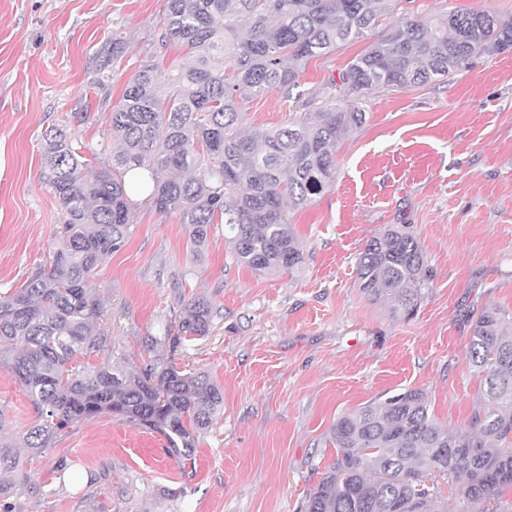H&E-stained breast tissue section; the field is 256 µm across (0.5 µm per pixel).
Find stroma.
I'll return each instance as SVG.
<instances>
[{
	"mask_svg": "<svg viewBox=\"0 0 512 512\" xmlns=\"http://www.w3.org/2000/svg\"><path fill=\"white\" fill-rule=\"evenodd\" d=\"M512 0H401L365 38L311 59L302 89L324 85L404 15ZM167 0H0V295L49 260L61 222L40 178L43 135L64 127L92 165L112 149L113 105L157 42ZM128 49L96 83L97 53ZM365 123L336 154L335 185L292 218L299 271L276 277L236 263L223 232L195 253L173 215L144 200L125 245L93 272L111 355L84 358L137 372L159 357L205 372L224 408L202 432L192 464L164 436L115 416L70 424L24 458L13 512H300L332 465L331 426L345 412L422 389L436 418L466 426L485 390L467 365L469 317L486 305L512 314V51L407 90L379 88ZM280 91L249 100L251 127L295 113ZM410 225L430 280L414 315L394 316L358 287L356 258L384 225ZM218 311L207 336L159 347L194 298ZM0 410L14 435L35 424L23 388L0 370Z\"/></svg>",
	"mask_w": 512,
	"mask_h": 512,
	"instance_id": "35a3bbf8",
	"label": "stroma"
}]
</instances>
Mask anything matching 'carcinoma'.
I'll return each instance as SVG.
<instances>
[{
	"instance_id": "1",
	"label": "carcinoma",
	"mask_w": 512,
	"mask_h": 512,
	"mask_svg": "<svg viewBox=\"0 0 512 512\" xmlns=\"http://www.w3.org/2000/svg\"><path fill=\"white\" fill-rule=\"evenodd\" d=\"M395 2L167 0L155 52L112 107L110 160L88 176V160L67 132H46L41 178L63 224L49 264L0 297V368L24 388L38 417L16 438L0 409L4 512L26 478L20 449L42 452L70 423L113 414L162 434L170 454L189 461L198 433L224 405V392L206 373H184L158 359L139 373L109 362L72 366L79 357L112 354L90 274L131 234L130 171L148 172L155 211L176 215L195 248L203 249L222 224L238 262L264 275L289 273L303 263L292 216L335 183L338 146L365 122V95L449 78L512 49V20L486 8L408 17L338 77L296 94L299 112L288 125L239 131L246 100L272 89L292 94L310 59L364 37ZM172 42L183 56L166 66L160 57ZM125 48L115 36L101 50L98 85ZM356 264L369 299L391 301L405 316L414 312L428 274L410 225H385ZM213 318L206 300L191 299L180 330L186 338L205 336ZM469 366L484 376L486 389L464 428L440 424L420 389L338 418L328 434L336 459L303 512H440L427 472L457 483L456 512H502V498L512 491V318L502 309L485 307L472 317Z\"/></svg>"
}]
</instances>
